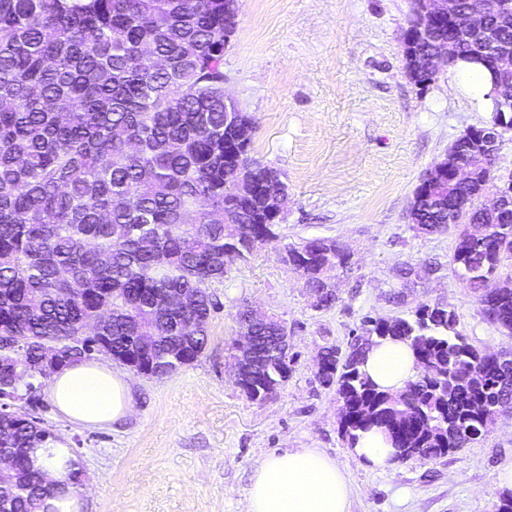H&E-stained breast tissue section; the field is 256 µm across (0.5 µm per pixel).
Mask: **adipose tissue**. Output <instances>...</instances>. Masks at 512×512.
Returning a JSON list of instances; mask_svg holds the SVG:
<instances>
[{
    "instance_id": "ef3b65f1",
    "label": "adipose tissue",
    "mask_w": 512,
    "mask_h": 512,
    "mask_svg": "<svg viewBox=\"0 0 512 512\" xmlns=\"http://www.w3.org/2000/svg\"><path fill=\"white\" fill-rule=\"evenodd\" d=\"M381 389L402 391L416 374L410 346L377 339L360 366ZM49 398L58 414L88 428L104 427L126 418L133 408L127 376L94 361L64 367L53 374ZM348 455L384 471L392 467L394 450L379 430L359 433ZM34 467L44 472L53 492L40 512H81L83 500L66 487L69 472L82 468L65 443L35 450ZM351 485L344 464L315 448H291L263 459L254 470L247 492L246 512H348Z\"/></svg>"
}]
</instances>
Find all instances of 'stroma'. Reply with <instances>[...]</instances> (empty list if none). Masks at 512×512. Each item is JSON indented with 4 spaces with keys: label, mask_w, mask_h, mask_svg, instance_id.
<instances>
[{
    "label": "stroma",
    "mask_w": 512,
    "mask_h": 512,
    "mask_svg": "<svg viewBox=\"0 0 512 512\" xmlns=\"http://www.w3.org/2000/svg\"><path fill=\"white\" fill-rule=\"evenodd\" d=\"M414 0H239L224 50V80L254 119L252 156L278 169L288 204L275 240L228 262L209 283L218 304L195 362L161 379L137 375L133 410L105 428L64 420L51 401L43 428L82 460V512H245L264 456L316 448L345 462L349 512H496L499 466L512 461V416L448 456L411 457L380 472L349 459L333 391L315 377L321 346L348 349L364 318L413 317L423 304L453 310L474 346L512 350L454 271V232L423 235L409 209L431 167L491 107L452 89L441 66L414 85L402 37ZM336 240L352 255L335 273L337 300L319 309L284 256L306 240ZM429 266L420 279L403 267ZM250 304L288 327L296 354L288 381L266 403L249 401L228 368L235 313Z\"/></svg>",
    "instance_id": "obj_1"
}]
</instances>
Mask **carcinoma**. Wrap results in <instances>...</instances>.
Listing matches in <instances>:
<instances>
[{
	"instance_id": "cac0c4a2",
	"label": "carcinoma",
	"mask_w": 512,
	"mask_h": 512,
	"mask_svg": "<svg viewBox=\"0 0 512 512\" xmlns=\"http://www.w3.org/2000/svg\"><path fill=\"white\" fill-rule=\"evenodd\" d=\"M484 27L458 42L454 62L483 59L487 36L512 55V0H458ZM237 12L224 0H0V338L3 355L35 364L44 344L95 325L112 345V361L164 368L172 355L191 364L205 351L216 303L208 283L224 263L276 237L270 210L280 195L240 198L233 169L241 163L263 187L282 173L250 156L253 119L244 112L224 126V35ZM453 37L448 22L413 37L406 76L434 80V51ZM472 176L435 191L410 215L415 230L454 229L451 262L464 288L492 324L512 332V287L499 270L512 261V215L490 223L481 208L457 216L492 180L472 155ZM229 209L248 223L224 236L216 215ZM150 238L169 261L154 266L141 241ZM334 240L310 239L284 261L306 276L316 307L337 300L330 271L349 264ZM157 292L181 293L183 309H153ZM365 335L349 352L321 348L315 376L335 388L339 429L347 441L373 427L384 432L398 461L436 459L484 437L486 421L512 414V359L480 350L458 329L454 311L423 305L412 318L363 320ZM155 337L146 354L140 336ZM409 342L418 371L397 395L359 369L373 339ZM263 371L241 382L252 402L274 398L296 357L260 343ZM42 386L36 372L0 370V389ZM47 435L28 414L0 418V451L14 468L0 473V506L38 512L45 475L25 463L27 449Z\"/></svg>"
}]
</instances>
